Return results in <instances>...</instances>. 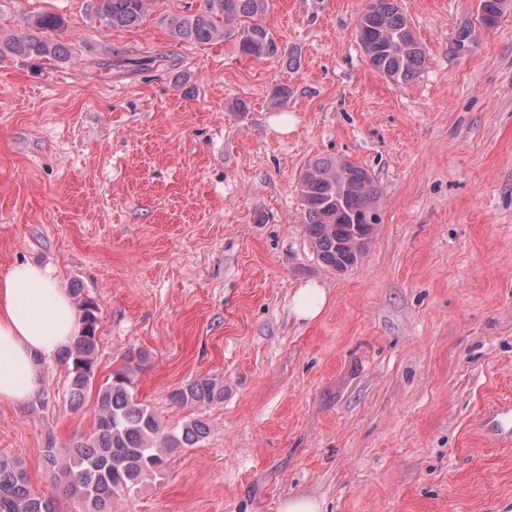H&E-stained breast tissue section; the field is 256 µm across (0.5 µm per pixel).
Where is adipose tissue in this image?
<instances>
[{
	"label": "adipose tissue",
	"mask_w": 512,
	"mask_h": 512,
	"mask_svg": "<svg viewBox=\"0 0 512 512\" xmlns=\"http://www.w3.org/2000/svg\"><path fill=\"white\" fill-rule=\"evenodd\" d=\"M78 325L70 296L48 268L19 262L0 274V401H26Z\"/></svg>",
	"instance_id": "1"
}]
</instances>
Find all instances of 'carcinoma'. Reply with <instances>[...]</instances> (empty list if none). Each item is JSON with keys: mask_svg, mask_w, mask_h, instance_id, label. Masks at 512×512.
Returning <instances> with one entry per match:
<instances>
[{"mask_svg": "<svg viewBox=\"0 0 512 512\" xmlns=\"http://www.w3.org/2000/svg\"><path fill=\"white\" fill-rule=\"evenodd\" d=\"M148 0H95V12L110 28L136 25ZM507 0H479L482 26H494L507 8ZM267 0H202L198 11L170 20L172 37L208 43L235 38L241 54L261 60L279 52V45L262 21ZM65 20L42 13L26 20L0 48L25 57L61 58L69 55L62 43L48 37ZM358 39L371 66L397 81H409L424 64L425 54L397 0H369L357 27ZM307 216L306 225L321 260L338 272L353 268L365 253L374 224L380 218V192L371 174L343 159L319 157L309 161L298 183ZM78 300L79 326L62 351L69 400L79 408L95 382L100 309L96 302L72 289ZM132 367L112 371L97 388V414L91 430L69 448L48 441L43 467L52 485L80 505L78 512H112L116 499L147 484L167 466L171 451L190 448L204 439L210 425L192 418L166 428L133 392ZM172 399L183 405L213 404L224 400V386L200 377L179 388ZM0 512H58L54 496L31 484L22 462L0 455Z\"/></svg>", "mask_w": 512, "mask_h": 512, "instance_id": "cac0c4a2", "label": "carcinoma"}]
</instances>
